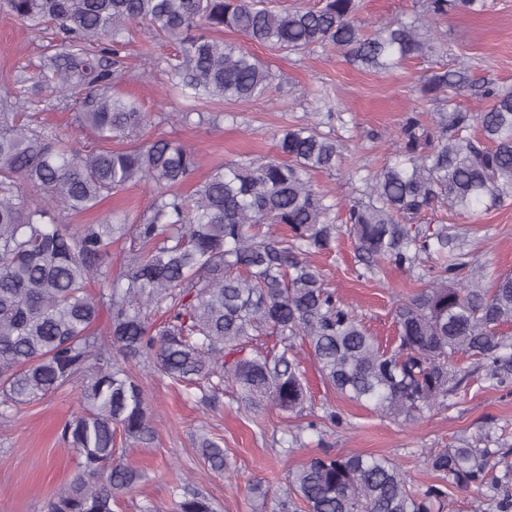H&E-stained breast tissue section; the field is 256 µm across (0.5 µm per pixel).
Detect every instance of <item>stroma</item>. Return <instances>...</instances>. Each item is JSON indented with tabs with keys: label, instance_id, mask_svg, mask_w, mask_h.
<instances>
[{
	"label": "stroma",
	"instance_id": "35a3bbf8",
	"mask_svg": "<svg viewBox=\"0 0 512 512\" xmlns=\"http://www.w3.org/2000/svg\"><path fill=\"white\" fill-rule=\"evenodd\" d=\"M481 3L480 11L456 12L439 25V32L446 35L443 54L409 60L388 74L355 68L331 48L287 54L253 46V53L276 72L275 89L246 101L201 102L200 111L210 117L203 124L185 123L182 114L188 104L169 90L167 69L176 59V45L140 25L132 29L123 51L118 88L153 116L141 139H175L198 148L199 168L178 187L185 195L192 194L216 167L273 155L278 130L289 124H315L338 136L346 145L342 162L333 172L313 173L311 180L339 214L360 197L359 182L349 179L348 170L380 169L397 148L398 127L406 113L417 111L431 119L435 107L419 92L421 77L431 69L466 70L472 85L459 91L457 102L467 109L483 105L476 95L477 84L492 81L512 88V0ZM45 44V39L0 10V90L21 67L39 64ZM318 88L330 95L332 114L317 112L312 93ZM30 110L64 140L94 146V138L73 121L72 100L44 92ZM148 204V188L131 186L92 212L64 213L60 219L67 224H96L107 217L135 222ZM422 222L466 231L472 254L485 265L488 277L512 273V201L475 222L443 210L427 214ZM310 261L371 335L384 344L393 342V310L420 289L419 281L389 264L362 275L355 244L345 236L332 254L314 255ZM302 364L310 399L299 413L283 412L268 402L245 409L229 388L205 404L199 390H184L149 367H137L154 410V434L128 451V463L142 478L120 498L115 512H142L149 505L156 512H171V488L179 478L204 489L217 512H299L285 506L286 472L323 452L389 458L421 489L436 481L426 464L430 451L487 433L512 441V393L480 378H470L447 406L424 412L413 422L384 417L344 399L323 386L312 360L303 359ZM329 409L341 413L342 426L326 425L318 432L306 429V422ZM78 410L77 392L67 387L0 417V512H47L56 492L76 477L75 454L61 429ZM299 426L304 429L302 447L283 455L279 441L284 431ZM204 435L224 448L234 469L231 477L214 473L203 463L199 439Z\"/></svg>",
	"mask_w": 512,
	"mask_h": 512
}]
</instances>
